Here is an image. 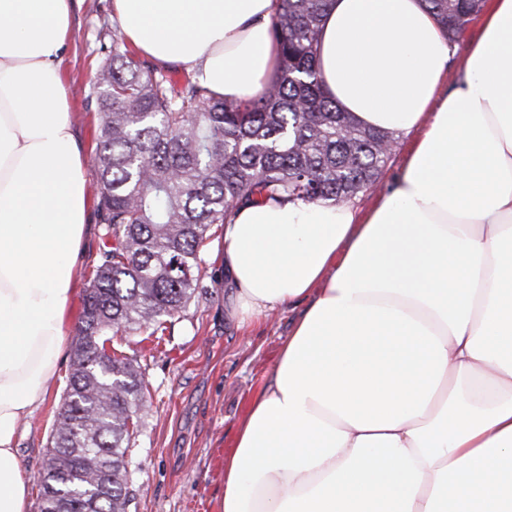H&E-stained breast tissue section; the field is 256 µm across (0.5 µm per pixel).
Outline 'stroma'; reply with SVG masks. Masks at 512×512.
I'll list each match as a JSON object with an SVG mask.
<instances>
[{"mask_svg":"<svg viewBox=\"0 0 512 512\" xmlns=\"http://www.w3.org/2000/svg\"><path fill=\"white\" fill-rule=\"evenodd\" d=\"M74 36L62 54L70 86L77 138L93 157L99 112L91 79L108 55L120 26L113 0H82ZM418 131L396 132L391 158L377 185L351 205L367 214L401 173ZM223 233L211 237L204 254L203 286L175 317L163 340L146 331L126 336L122 350L147 384V407L131 441L130 470L139 493L130 512H213L224 492V455L237 426L275 365L281 346L306 301L271 312L246 330L227 317L221 253ZM66 381H59L17 440L23 465L37 474Z\"/></svg>","mask_w":512,"mask_h":512,"instance_id":"obj_1","label":"stroma"}]
</instances>
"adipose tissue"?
Returning <instances> with one entry per match:
<instances>
[{
    "label": "adipose tissue",
    "mask_w": 512,
    "mask_h": 512,
    "mask_svg": "<svg viewBox=\"0 0 512 512\" xmlns=\"http://www.w3.org/2000/svg\"><path fill=\"white\" fill-rule=\"evenodd\" d=\"M79 0H0V512H29L15 446L68 350L92 208L60 71ZM142 55L230 104L279 63L275 0H114ZM424 0H330L316 59L340 111L420 129L395 185L351 207L264 201L224 227L239 328L299 299L224 457L214 512H512V0L461 76Z\"/></svg>",
    "instance_id": "ef3b65f1"
}]
</instances>
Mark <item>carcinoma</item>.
<instances>
[{
  "instance_id": "carcinoma-1",
  "label": "carcinoma",
  "mask_w": 512,
  "mask_h": 512,
  "mask_svg": "<svg viewBox=\"0 0 512 512\" xmlns=\"http://www.w3.org/2000/svg\"><path fill=\"white\" fill-rule=\"evenodd\" d=\"M329 0H276L279 65L264 94L228 105L194 76L181 85L112 39L93 76L94 162L104 224L76 329L71 371L39 476V512H129V445L147 387L122 330L163 333L206 274L213 226L266 200L333 205L375 187L395 141L337 109L315 47ZM452 43L483 0H426Z\"/></svg>"
}]
</instances>
